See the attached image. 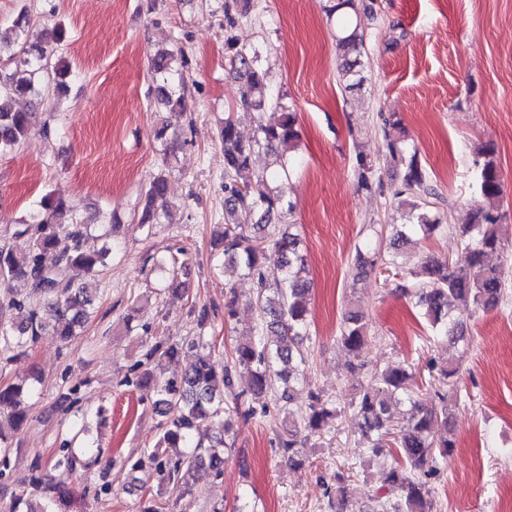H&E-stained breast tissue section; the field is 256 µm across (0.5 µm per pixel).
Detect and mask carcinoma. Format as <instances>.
<instances>
[{"instance_id": "carcinoma-1", "label": "carcinoma", "mask_w": 512, "mask_h": 512, "mask_svg": "<svg viewBox=\"0 0 512 512\" xmlns=\"http://www.w3.org/2000/svg\"><path fill=\"white\" fill-rule=\"evenodd\" d=\"M250 0H224V60L230 73L243 80L248 91L227 108L220 126L219 141L224 150V230L219 233L224 259L238 264L244 275L255 282L256 291L249 305L258 314L256 325L243 330L245 339L238 342L223 363L214 355L207 336L212 312L203 305L196 313V336L181 343L151 342L149 329L141 327L145 348L144 360L133 367L134 379L127 384L141 385L152 379L148 365L157 361L175 362L185 349L195 352L190 369L180 378L156 387L157 402L166 406L167 419L161 423L162 435L157 450L139 458L133 469L144 472L139 479L143 502L141 512H163L156 500L154 487L171 480L190 484L195 469L207 467L215 476L224 475V447L232 429V419L265 418L269 407L264 402L273 394L280 409L292 401L299 366L306 363L303 341L309 338L308 305L311 283L300 235L273 227L275 217L293 212L282 195L270 188V182L285 176L296 161L293 153L299 146L296 113L283 102L280 91L273 88L267 72L257 64V54L239 48L234 30L248 17ZM336 17L340 35L337 47L343 51V78L347 87L359 84L358 61L350 58L359 52L361 41L354 28L357 10L354 0H338L329 9ZM30 22L21 10L10 28L0 29V43L12 42L17 50L0 55V153L18 146L26 137L35 113L15 110L11 102L39 94L38 83L47 77L55 88L71 75L69 63L57 56V48L65 40L63 24L54 26L53 45L27 44L22 35ZM153 70L161 83L157 87L158 105L172 111L186 110L185 77L177 66L174 52H160L153 60ZM269 111V117L258 121L257 137L244 140L238 132V112ZM168 126L157 128L156 140L162 146L161 170L153 176L145 193L140 224H158L165 214L168 193L166 167L177 144L167 135ZM387 148L393 159L406 163L403 175L405 190L412 195L404 199L407 223L395 230L384 252L370 244L357 250L356 268H379L397 277L394 289L416 299L424 318L432 329V338L455 346L464 341V322L452 316V301H469L478 309L497 308L504 298L505 268L491 266L487 257L503 248L498 227L502 219L499 200L503 182L494 161L492 143L482 146L483 162L477 163L476 189L486 206L471 216L469 223L458 227L461 248L454 259L431 254L412 269H404L396 254L407 241L408 234L424 237L443 228L441 220L429 210L426 197L427 173L416 155L405 157L401 139L386 134ZM280 144L292 155L278 160L272 172H256L252 168L255 147ZM39 212L32 221L16 228L12 240L0 243V356L11 360L25 354L27 348L43 337H53L67 347L80 335L92 314L97 289L91 286L99 268L106 265L112 247L101 236L91 233V225L82 222L67 206L65 198L55 192L42 196ZM248 209L260 213V220L247 230L233 222L235 213ZM281 256V276L268 279L265 269L267 251ZM22 279L30 287L32 303L15 294L12 281ZM238 296L234 291L224 295V324H233L237 316ZM27 310L20 322L3 319L10 310ZM368 338L363 313L348 304L342 317L338 341L345 349L346 368L356 372L364 367L358 362ZM248 375L244 388L238 387L237 375ZM415 374L399 363L372 370L351 399L361 418L362 457L371 459L386 452L397 456L382 474L381 494L376 512H434L435 500L429 479L438 472L439 462L451 456L457 440L451 425L448 397H439L438 406L428 410L413 396ZM34 387L25 384L0 386V456H9L19 445L16 436L27 420L28 399ZM410 409L397 421L396 409L404 403ZM337 417L336 402L320 393L310 394L306 411L298 417L288 413L283 432L278 434V447L288 466L300 467L305 462L303 448L313 437L327 433ZM95 448L81 449L65 441L60 445L51 472L34 468L29 483L39 488L43 504L30 507V500L13 498L11 512H55L63 500L61 478L70 477L92 461ZM324 497L331 512L348 510L345 477L336 473L335 482L326 485Z\"/></svg>"}]
</instances>
